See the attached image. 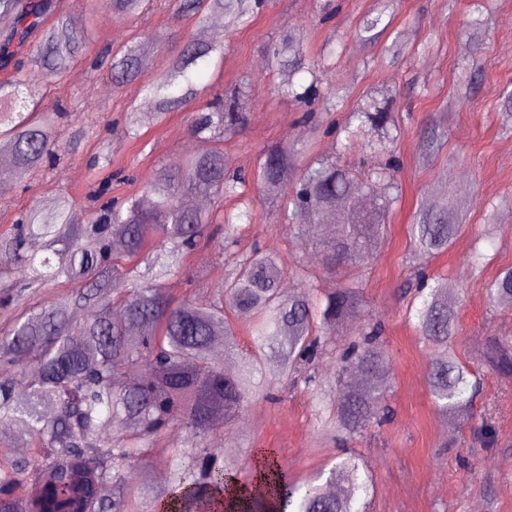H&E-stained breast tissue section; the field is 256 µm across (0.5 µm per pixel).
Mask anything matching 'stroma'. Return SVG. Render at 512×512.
<instances>
[{"mask_svg": "<svg viewBox=\"0 0 512 512\" xmlns=\"http://www.w3.org/2000/svg\"><path fill=\"white\" fill-rule=\"evenodd\" d=\"M377 0H266L246 25L225 23L220 42L224 59L197 74L210 92L234 87L243 76L256 80L245 128L224 145L230 169H254L269 144L304 140L310 129L303 123V106L274 95L279 70L266 48L285 24H292L310 55L325 45L342 46L333 70L350 101L381 86L392 87L404 130L394 145L399 160L397 179L403 196L390 217L383 246L366 258L364 297L385 327L388 391L396 418L377 432L353 442L374 476L370 512H512V383L492 372L483 351L492 337L512 336V308L490 306L485 284L512 266V130L502 127L504 93L512 90V0H396L393 36L405 49L398 61H377V49L354 37L359 19ZM86 35V54L126 43L139 31L163 32L166 41L143 60V77L167 66L192 33L189 21L161 6L144 17L116 19L100 7L83 10L81 0H64ZM481 16L478 38L469 22ZM473 75L470 91L460 89V74ZM26 99L49 108H69V128L111 120L109 135L113 169L125 179L112 185L116 197L139 195L145 180L160 166L193 149L188 111L173 112L146 127L140 140L122 133L129 107H142L146 98L139 81L113 86L110 76L90 73L86 62L76 63L63 81L28 82ZM447 120L443 150L429 163L420 159L421 132L439 118ZM95 142L84 139L71 154L42 176L23 185L12 181L0 193V229L13 224L17 213L48 196L69 194L84 202L88 191L87 162ZM462 200L467 223L448 252L433 259L429 271L448 277L457 287L455 349L484 382L472 409L473 417L490 415L492 435L473 438L466 424L438 413L427 388L429 346L405 319L402 289L408 277L412 249L408 226L424 202L439 191ZM496 211V250L483 272H475L468 256L475 235L489 211ZM277 213L256 200L253 222L245 241H260L282 258L297 252L287 227H275ZM312 397L303 391L285 394L281 402H260L221 445L245 465L239 482H250L253 460L261 448L277 453L282 466L298 479L317 473L335 455L332 447L313 442Z\"/></svg>", "mask_w": 512, "mask_h": 512, "instance_id": "obj_1", "label": "stroma"}]
</instances>
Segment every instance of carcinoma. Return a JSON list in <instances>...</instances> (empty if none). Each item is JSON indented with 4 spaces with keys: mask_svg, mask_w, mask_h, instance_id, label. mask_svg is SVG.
<instances>
[{
    "mask_svg": "<svg viewBox=\"0 0 512 512\" xmlns=\"http://www.w3.org/2000/svg\"><path fill=\"white\" fill-rule=\"evenodd\" d=\"M153 0H105L119 18L143 16ZM177 14L190 18L195 35L166 68L143 83L155 111L126 113L135 138L143 126L168 113L197 104L191 116L193 137L211 147L188 153L156 169L142 194L112 198V177L99 180L80 209L67 195H54L23 209L16 223L0 232V307L10 317L0 325V426L24 437L27 455H16L0 441V512H220L224 492L237 481L239 461L215 447L259 399L279 400L302 390L313 396L315 441L361 436L393 421L387 398L384 326L367 308L361 274L331 293L310 287L285 293L291 276L310 282L314 269L334 272L358 268L385 239L393 205L401 197L393 160L370 169L343 168L340 162L375 132L389 145L401 134L396 98L388 90L369 93L362 106L323 134L336 135L337 151L315 152L318 125L307 141L278 142L263 154L253 176L226 170L224 141L247 120L253 75L238 87L207 96L194 73L224 57V46L205 37L214 16L249 22L262 0H175ZM394 0H379L356 29L357 38L375 44L388 28ZM0 14L15 17L0 36V152L10 174L25 182L53 165L68 145L59 128L69 111L20 98L21 86L39 77L64 79L80 61L84 32L71 15L58 13L57 0H0ZM161 46L133 36L118 48L102 49L92 67L117 83L140 77V60ZM281 70L279 95L309 106L304 121L315 119L318 103L338 110L345 95L325 82L333 64L325 54L310 58L287 24L268 48ZM439 124L422 142L426 158L444 142ZM255 184L263 199L279 204L276 225L296 237L316 236L286 269L279 254L253 242L241 247L242 226L252 223L250 208L225 210ZM204 195L207 210L189 208L183 198ZM223 214L224 236L206 237L216 213ZM458 203L444 192L417 211L410 225L412 273L405 294L408 318L433 353L428 367L429 394L437 410L452 419H472L480 381L454 349L457 312L454 284L430 277L428 259L443 253L464 227ZM327 224L328 238L319 236ZM495 213L486 218L469 261L485 264L481 243L494 242ZM41 243L31 250L32 241ZM202 245L213 248L224 268V291L180 301L169 284L197 285L189 264ZM488 302L512 306V267L501 270L486 288ZM247 321L249 348L235 371L213 357L212 336L224 335V350H238L237 319ZM353 323L351 334L336 327ZM484 358L491 369L512 378V340L489 342ZM333 362L326 377L321 365ZM27 374L23 387L10 369ZM54 411L46 412L47 407ZM169 459L164 487L142 484L150 456ZM256 487L280 512H367L373 478L364 460L346 452L313 479H288L272 451L260 452ZM30 482L42 496L18 498L14 487Z\"/></svg>",
    "mask_w": 512,
    "mask_h": 512,
    "instance_id": "1",
    "label": "carcinoma"
}]
</instances>
